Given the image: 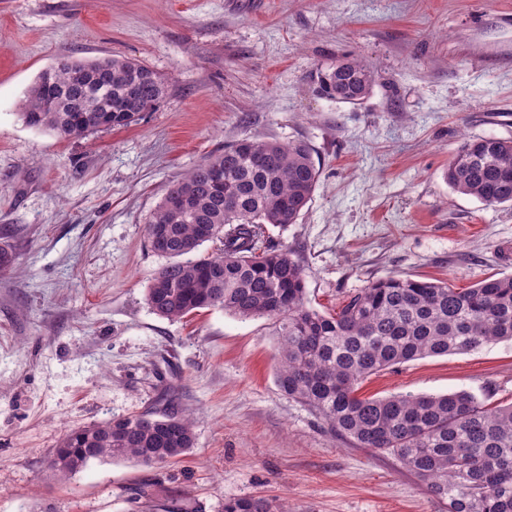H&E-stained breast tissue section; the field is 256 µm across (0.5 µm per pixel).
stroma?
I'll use <instances>...</instances> for the list:
<instances>
[{
  "mask_svg": "<svg viewBox=\"0 0 512 512\" xmlns=\"http://www.w3.org/2000/svg\"><path fill=\"white\" fill-rule=\"evenodd\" d=\"M61 55L139 60L166 96L81 139L27 126V91ZM347 56L375 74L357 107L317 91V70ZM509 114L512 0H0V512H223L245 496L289 512H447L396 459L281 391L272 320L153 313L164 259L145 220L225 145L300 139L319 182L270 241L300 260L311 307L335 313L391 276L468 288L512 274V207L455 193L444 173L463 138L512 139ZM169 383L195 421L184 457L50 468L70 430L162 410ZM460 390L512 404V343L361 388Z\"/></svg>",
  "mask_w": 512,
  "mask_h": 512,
  "instance_id": "obj_1",
  "label": "stroma"
}]
</instances>
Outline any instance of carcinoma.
Masks as SVG:
<instances>
[{"label":"carcinoma","instance_id":"cac0c4a2","mask_svg":"<svg viewBox=\"0 0 512 512\" xmlns=\"http://www.w3.org/2000/svg\"><path fill=\"white\" fill-rule=\"evenodd\" d=\"M76 69L84 71L80 84ZM316 82L324 96L359 105L375 79L366 64L345 58L318 70ZM165 92L161 75L138 60L63 56L31 85L20 116L62 139L84 138L136 123ZM319 177L304 140L244 138L193 167L146 221L150 247L168 259L147 304L170 320L212 308L275 320L279 387L334 435L393 456L448 502V512H512V405L489 406L466 390L359 395L366 379L398 365L512 340V274L469 288L388 277L334 314L318 311L306 300L299 260L269 245L268 227L295 223ZM445 177L456 192L512 206V139H464ZM206 242L217 243L215 253L180 260ZM194 441L188 415L146 411L70 431L50 466L67 475L108 458L160 464L186 455ZM224 512L287 510L251 496L224 502Z\"/></svg>","mask_w":512,"mask_h":512}]
</instances>
